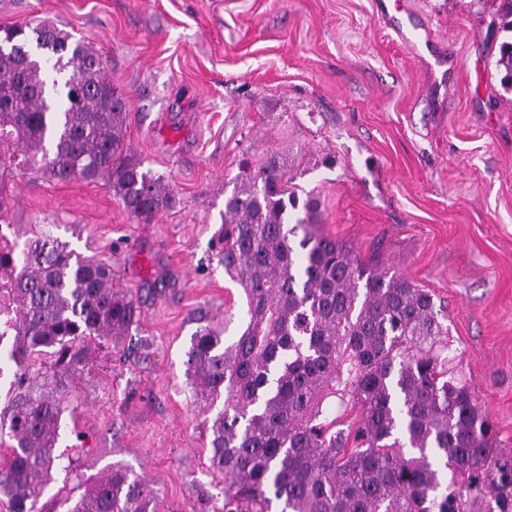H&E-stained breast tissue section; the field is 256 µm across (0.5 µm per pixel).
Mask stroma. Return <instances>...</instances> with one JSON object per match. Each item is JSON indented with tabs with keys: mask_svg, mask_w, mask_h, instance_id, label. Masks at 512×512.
<instances>
[{
	"mask_svg": "<svg viewBox=\"0 0 512 512\" xmlns=\"http://www.w3.org/2000/svg\"><path fill=\"white\" fill-rule=\"evenodd\" d=\"M377 0H0V25L50 21L89 42L128 100L125 141L177 203L135 223L100 183L12 179L0 216L112 264L150 346L101 342L74 382L41 503L66 512L121 465L159 490L160 512H200L217 407L189 401L197 308L240 334L245 300L213 259L224 194L243 157L300 162L319 234L379 257L448 305L451 370L512 450V91L497 49L499 0H406L434 52L416 51Z\"/></svg>",
	"mask_w": 512,
	"mask_h": 512,
	"instance_id": "35a3bbf8",
	"label": "stroma"
}]
</instances>
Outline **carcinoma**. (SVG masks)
<instances>
[{"mask_svg":"<svg viewBox=\"0 0 512 512\" xmlns=\"http://www.w3.org/2000/svg\"><path fill=\"white\" fill-rule=\"evenodd\" d=\"M496 66L511 90L512 37ZM126 117L85 40L46 22L0 26V216L17 168L102 181L139 224L171 208L169 182L124 141ZM294 171L272 152L235 177L218 260L244 291L246 327L227 341L224 323L200 311L185 353L193 400L224 399L211 425L210 463L224 472L216 512H512V451L449 371L448 307L318 234L320 201L299 203ZM112 281L110 263L50 231L21 248L0 233V377L13 371L0 405L10 450L0 496L11 512H42L66 387L90 373L91 342L139 329L136 301ZM36 355L51 360L34 372ZM329 398L355 410L348 427ZM159 500L114 466L70 512H159Z\"/></svg>","mask_w":512,"mask_h":512,"instance_id":"obj_1","label":"carcinoma"}]
</instances>
